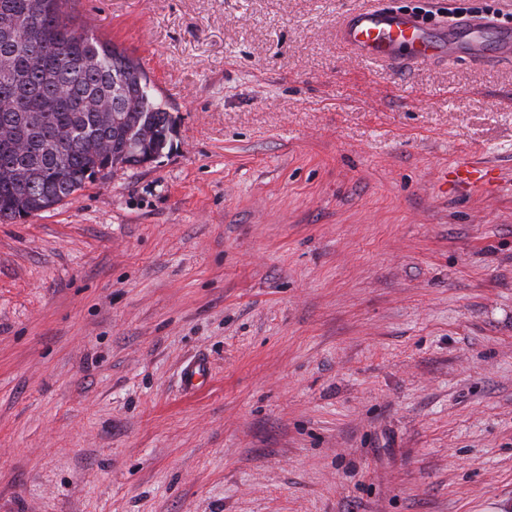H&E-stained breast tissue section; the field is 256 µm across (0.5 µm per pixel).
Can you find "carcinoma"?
I'll use <instances>...</instances> for the list:
<instances>
[{
  "label": "carcinoma",
  "instance_id": "obj_1",
  "mask_svg": "<svg viewBox=\"0 0 512 512\" xmlns=\"http://www.w3.org/2000/svg\"><path fill=\"white\" fill-rule=\"evenodd\" d=\"M68 0H0V220L161 155L174 121L116 46L74 30ZM119 112L112 113V101Z\"/></svg>",
  "mask_w": 512,
  "mask_h": 512
}]
</instances>
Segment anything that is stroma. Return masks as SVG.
<instances>
[{"mask_svg":"<svg viewBox=\"0 0 512 512\" xmlns=\"http://www.w3.org/2000/svg\"><path fill=\"white\" fill-rule=\"evenodd\" d=\"M377 2L70 0L176 133L0 221V512H512V62H365ZM453 173L467 191L481 190L494 179L488 170L471 165H458Z\"/></svg>","mask_w":512,"mask_h":512,"instance_id":"35a3bbf8","label":"stroma"}]
</instances>
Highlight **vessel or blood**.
<instances>
[{"label":"vessel or blood","instance_id":"obj_1","mask_svg":"<svg viewBox=\"0 0 512 512\" xmlns=\"http://www.w3.org/2000/svg\"><path fill=\"white\" fill-rule=\"evenodd\" d=\"M338 34L358 57L394 67L442 58L512 60V25L484 15H463L452 25L431 28L416 14L377 6L348 12ZM454 175L469 191L483 189L492 179L489 171L471 165L457 166Z\"/></svg>","mask_w":512,"mask_h":512}]
</instances>
